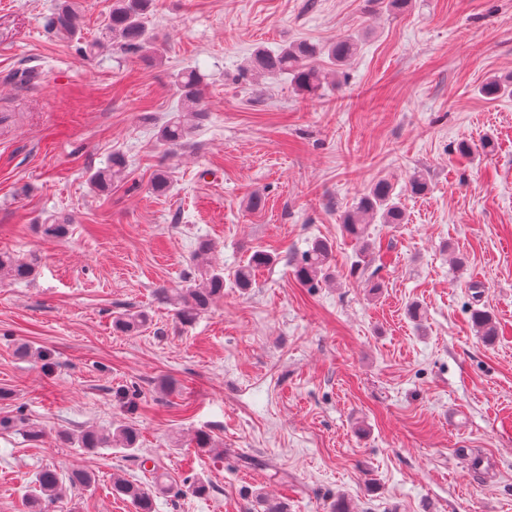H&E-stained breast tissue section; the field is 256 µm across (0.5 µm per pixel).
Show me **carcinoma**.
Returning <instances> with one entry per match:
<instances>
[{
	"label": "carcinoma",
	"instance_id": "cac0c4a2",
	"mask_svg": "<svg viewBox=\"0 0 512 512\" xmlns=\"http://www.w3.org/2000/svg\"><path fill=\"white\" fill-rule=\"evenodd\" d=\"M154 0H113L107 23L101 30L85 56H90L101 42H106L124 53L155 52L153 40L145 25L146 15ZM81 24V16L73 0H60L57 10L49 17L50 28L59 36L69 37ZM358 41L351 36L342 37L328 46L310 42H296L276 50L259 48L252 54L247 70L254 74L274 77L286 76L299 90L310 95L316 94L322 83V70L318 61L327 59L336 68L344 66L356 54ZM179 106L171 113L158 132L159 144L169 149L177 148L188 141L193 122L205 117L202 104L201 78L193 69L183 70L175 75ZM480 93L490 99L512 93L511 77H492L480 88ZM125 168L124 157L112 155L110 166L95 173L91 182L99 191L112 187L114 180L121 177ZM380 217L384 224H404L406 212L401 203L395 200L394 186L382 179L374 182L368 192L361 197L356 211L343 218V227L354 237L360 254H366L370 244L364 236L363 224L366 220ZM331 247L324 241H317L305 252L296 264V275L300 282L314 287L321 280H327ZM273 261V257L263 251L253 253L248 263L240 266L235 274L236 285L248 288L255 272ZM34 267L11 253L0 252V277L6 276L15 281L32 276ZM224 295V273L211 267L199 270V278L193 286L175 292L169 297L176 305V317L183 324L193 323L212 303ZM471 320L486 342L497 335L492 317L484 310L473 309ZM147 318L141 312H128L117 316L113 328L117 332L131 334L146 325ZM59 440L76 443L88 450L115 445L128 450L137 449L138 431L130 426L116 429L113 433H103L96 429H82L78 433L61 432ZM113 490L130 499L137 512H153L152 494L142 486L122 479L113 480ZM61 496V480L57 471L50 467L41 469L36 475L34 486L26 494L28 512H49V506Z\"/></svg>",
	"mask_w": 512,
	"mask_h": 512
}]
</instances>
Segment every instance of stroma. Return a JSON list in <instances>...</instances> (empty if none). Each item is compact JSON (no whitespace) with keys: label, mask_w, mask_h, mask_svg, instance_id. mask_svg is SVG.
<instances>
[{"label":"stroma","mask_w":512,"mask_h":512,"mask_svg":"<svg viewBox=\"0 0 512 512\" xmlns=\"http://www.w3.org/2000/svg\"><path fill=\"white\" fill-rule=\"evenodd\" d=\"M55 2L0 0V251L35 265L0 281V419L46 432L33 443L0 427V512H24L45 466L95 479L66 486L51 512H136L114 477L147 486L158 472L154 512H263L269 499L288 512L339 500L512 512V96L479 92L512 75V0H411L402 13L383 0H155L159 57L106 46L89 60L79 49L112 0H76L70 38L45 27ZM346 35L359 50L318 97L245 71L256 48ZM185 69L201 76L206 116L169 151L157 132ZM116 152L126 170L100 193L90 178ZM380 179L407 221L370 224L363 259L342 217ZM58 221L67 234L46 237ZM203 240L224 295L184 325L161 292L193 285ZM318 240L332 279L309 288L296 262ZM257 250L273 263L237 288ZM475 308L495 321L493 343ZM128 310L150 320L126 336L112 320ZM123 425L139 455L56 438ZM199 432L210 447H195ZM198 478L205 494L188 490Z\"/></svg>","instance_id":"1"}]
</instances>
